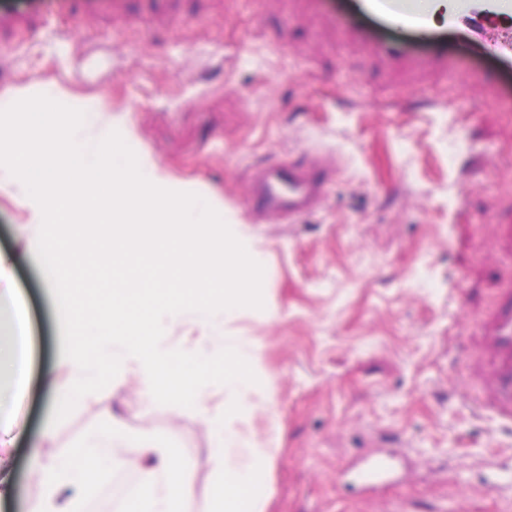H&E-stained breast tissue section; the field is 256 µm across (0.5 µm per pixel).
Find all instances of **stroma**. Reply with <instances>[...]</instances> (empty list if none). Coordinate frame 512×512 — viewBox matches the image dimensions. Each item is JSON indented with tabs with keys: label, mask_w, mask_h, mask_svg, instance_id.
Returning a JSON list of instances; mask_svg holds the SVG:
<instances>
[{
	"label": "stroma",
	"mask_w": 512,
	"mask_h": 512,
	"mask_svg": "<svg viewBox=\"0 0 512 512\" xmlns=\"http://www.w3.org/2000/svg\"><path fill=\"white\" fill-rule=\"evenodd\" d=\"M128 18L43 19L0 49V89L57 96L86 125L119 131L171 190L212 206L264 268L263 309H240L229 341L256 359L264 401L238 406L209 384L193 408L142 394L136 373L82 397L52 424L44 385L63 350L58 306L35 255L39 227L0 190V253L32 325L31 382L0 512H41L30 452L52 459L113 430L115 453L168 448L193 475L185 512H209L221 483L205 412L228 411L267 453L261 512H504L512 421L491 406L497 356L485 327L512 286V58L466 28L426 39L353 0H183L152 28ZM361 26L400 43L388 63L350 39ZM442 52L447 70L416 56ZM112 109L100 111L101 96ZM339 165L323 205L257 223L250 178L286 155ZM394 454L400 481L366 491L356 459Z\"/></svg>",
	"instance_id": "1"
}]
</instances>
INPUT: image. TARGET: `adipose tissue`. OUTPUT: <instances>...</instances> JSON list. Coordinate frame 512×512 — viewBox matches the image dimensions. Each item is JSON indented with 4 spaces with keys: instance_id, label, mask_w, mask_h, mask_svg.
<instances>
[{
    "instance_id": "adipose-tissue-1",
    "label": "adipose tissue",
    "mask_w": 512,
    "mask_h": 512,
    "mask_svg": "<svg viewBox=\"0 0 512 512\" xmlns=\"http://www.w3.org/2000/svg\"><path fill=\"white\" fill-rule=\"evenodd\" d=\"M14 305L12 288L1 289L0 307L12 308L14 315L11 340L7 348H0V374L8 373L11 392L17 395L27 384L30 345L25 318L15 311ZM205 420L211 429L213 453L222 473V490L213 512H244L252 489L255 462L264 451L237 430L227 427L223 414L209 413ZM111 445L112 434L105 430L91 434L80 446L58 459H35L34 468L43 487L42 512H80L78 497L62 505L58 502L59 493L67 486L78 489L80 494L90 490L89 464L95 460L101 466H111L114 460ZM141 450L159 460L158 466L140 471L138 501L141 507L145 512H182L183 502L193 491L189 470L166 456L157 444H142Z\"/></svg>"
}]
</instances>
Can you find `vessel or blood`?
<instances>
[{
    "label": "vessel or blood",
    "instance_id": "obj_1",
    "mask_svg": "<svg viewBox=\"0 0 512 512\" xmlns=\"http://www.w3.org/2000/svg\"><path fill=\"white\" fill-rule=\"evenodd\" d=\"M124 0H53L59 11L94 16L107 10H120ZM361 11L386 17L392 24L416 32L429 31L431 10L421 0H358ZM490 18H512V0H454L445 25H478ZM353 38L370 44L374 53L389 62L402 58L399 45L370 38L362 29L352 30ZM326 175L297 159L281 160L259 169L252 186L253 210L280 220L313 208L322 200ZM492 341L500 360L494 370L497 395L495 411L512 419V308L501 312L492 329Z\"/></svg>",
    "mask_w": 512,
    "mask_h": 512
}]
</instances>
